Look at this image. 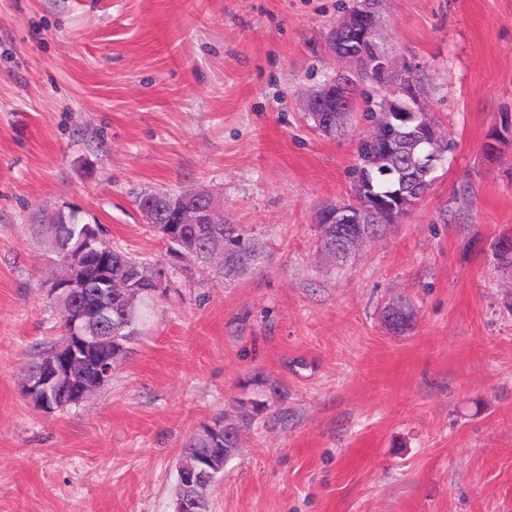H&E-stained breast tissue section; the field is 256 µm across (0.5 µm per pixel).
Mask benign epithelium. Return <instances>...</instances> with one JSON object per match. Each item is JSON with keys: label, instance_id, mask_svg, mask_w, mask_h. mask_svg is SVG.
Returning a JSON list of instances; mask_svg holds the SVG:
<instances>
[{"label": "benign epithelium", "instance_id": "1", "mask_svg": "<svg viewBox=\"0 0 512 512\" xmlns=\"http://www.w3.org/2000/svg\"><path fill=\"white\" fill-rule=\"evenodd\" d=\"M385 0H356L355 13L347 14L336 21L333 29L338 33L354 28L360 21H372L374 25L366 33L367 46L348 48L334 36L328 35L325 47L336 63V73L350 79L361 74H373L380 83L381 101L377 112L380 113V125L367 136L381 145V155L388 157L400 150V143L384 136V132L401 122L405 114L397 111L402 98L411 100L417 121V143L427 147V152L420 158L424 169L432 173L436 170L434 162L442 161L447 152V132L431 112L427 98L423 95L417 78L418 69L411 65L398 64L394 56V47L388 34L387 25L376 22L383 18L382 4ZM333 96L330 84H323L314 89L306 100V111L314 113L318 124L332 130L345 125L349 108L344 104L336 105L334 114L322 113L320 104ZM512 138V120L501 122L500 129L495 131L486 143V151L494 154L498 151L501 140ZM396 210L400 217L410 214L421 202V198L406 192L397 195ZM179 224H222L224 213L212 197L201 190L192 191V199H177L167 205ZM378 212V203L365 180L356 182L353 190V205L350 208L337 206L327 215V223L336 225L335 249L330 255L339 263H348L356 251L366 242L377 240L378 231L370 224L371 218ZM102 249L97 236H83L70 246L65 257L57 260L58 274L51 285V293L55 298L78 299L87 293L90 283L83 273L80 258L87 252ZM99 293L107 300L112 295L127 296L129 289L112 284V277L106 276L98 282ZM108 310L94 306L91 313L78 315L73 319L72 326L83 350L97 353L92 376L68 363L60 367L59 360L51 358L45 362L39 375L28 384V398L48 395V390L67 391L71 393L72 402L79 405L88 395L106 386L111 379L112 366L119 358L112 355V344L122 345L124 337L112 335L109 325ZM231 449H224V457L217 455L205 458H186L177 469L180 483L192 487L198 483H209L219 472L223 471Z\"/></svg>", "mask_w": 512, "mask_h": 512}]
</instances>
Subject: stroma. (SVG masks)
Instances as JSON below:
<instances>
[{"label":"stroma","mask_w":512,"mask_h":512,"mask_svg":"<svg viewBox=\"0 0 512 512\" xmlns=\"http://www.w3.org/2000/svg\"><path fill=\"white\" fill-rule=\"evenodd\" d=\"M348 0H0V512H173L184 444L239 446L212 512H512V0H385L398 62L430 76L454 149L426 198L347 266L318 213L352 194L357 119L319 133ZM203 188L259 256L221 281L171 271L109 385L65 411L25 395L59 334L58 214L163 258L136 205ZM411 303L396 334L386 306ZM264 411L243 424V407Z\"/></svg>","instance_id":"35a3bbf8"}]
</instances>
